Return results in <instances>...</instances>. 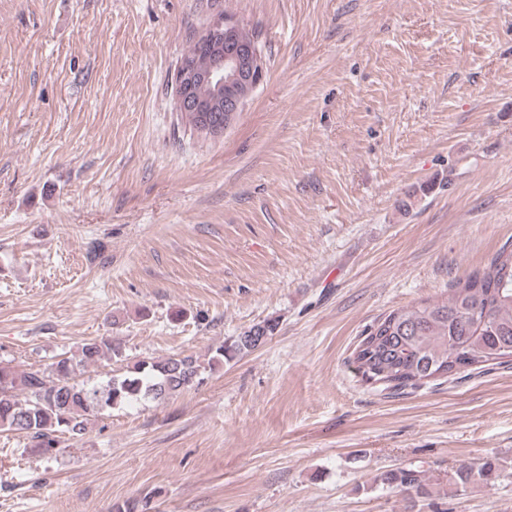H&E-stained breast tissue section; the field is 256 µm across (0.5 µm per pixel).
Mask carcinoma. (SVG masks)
Segmentation results:
<instances>
[{"instance_id":"carcinoma-1","label":"carcinoma","mask_w":512,"mask_h":512,"mask_svg":"<svg viewBox=\"0 0 512 512\" xmlns=\"http://www.w3.org/2000/svg\"><path fill=\"white\" fill-rule=\"evenodd\" d=\"M272 331L271 323L253 326L232 344L211 350L205 362L193 356L137 360L95 385L78 381L77 374L105 357L122 360V350L110 336L85 341L76 356L60 355L46 372H19L0 364V432L23 433L50 454L63 436L85 435L102 412L139 400L161 401L188 389L203 380L204 372L259 347L261 337ZM511 361L512 250L506 249L485 270L453 283L446 297L379 318L352 359L363 382L373 378L393 392L446 379L452 370L461 374ZM500 467L496 459L477 467L461 464L448 472V491L464 492L495 477ZM380 481L411 500L434 492L424 470H390Z\"/></svg>"}]
</instances>
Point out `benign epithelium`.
<instances>
[{
  "label": "benign epithelium",
  "mask_w": 512,
  "mask_h": 512,
  "mask_svg": "<svg viewBox=\"0 0 512 512\" xmlns=\"http://www.w3.org/2000/svg\"><path fill=\"white\" fill-rule=\"evenodd\" d=\"M240 25L229 15L214 18L197 35L208 62L184 57L175 77V109L194 121L205 136L224 132L244 108L247 96L263 81L264 69L254 43L244 42Z\"/></svg>",
  "instance_id": "7a95c632"
}]
</instances>
